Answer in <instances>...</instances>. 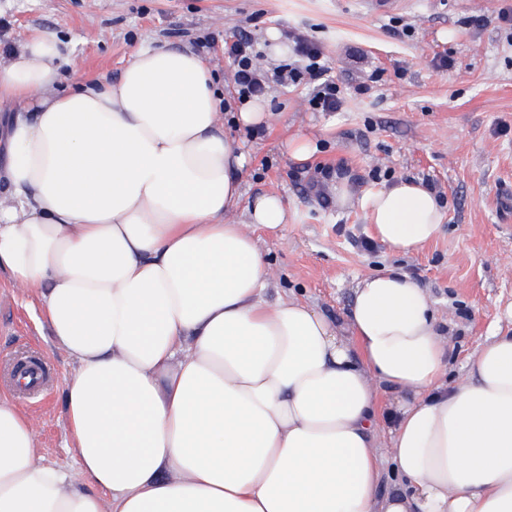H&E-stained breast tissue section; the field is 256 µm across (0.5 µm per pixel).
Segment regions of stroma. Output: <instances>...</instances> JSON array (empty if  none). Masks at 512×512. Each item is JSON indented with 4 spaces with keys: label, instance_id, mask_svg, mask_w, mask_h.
<instances>
[{
    "label": "stroma",
    "instance_id": "35a3bbf8",
    "mask_svg": "<svg viewBox=\"0 0 512 512\" xmlns=\"http://www.w3.org/2000/svg\"><path fill=\"white\" fill-rule=\"evenodd\" d=\"M512 0H0V50L39 33L55 35L64 60L86 79H117L142 46L189 48L205 55L236 106L235 65L224 55L232 29L249 32L268 72L292 62L289 43L268 56L265 32L300 29L324 53L343 103L309 109L307 85L271 83L261 130L225 117L224 132L243 145L245 200L276 193L290 222L256 229L276 272L265 297L297 298L332 318L348 309L356 282L395 269L428 288L448 335V379L465 372L488 337L512 330ZM367 94H356L359 84ZM310 138L317 152L294 161L288 139ZM371 197L415 179L437 193L445 213L437 239L400 254L376 242L368 209L337 206L334 176ZM45 364L49 384L20 395L45 462L72 473L63 382L71 360L52 347L41 302L0 274V385L19 355Z\"/></svg>",
    "mask_w": 512,
    "mask_h": 512
}]
</instances>
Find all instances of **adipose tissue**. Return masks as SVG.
I'll return each mask as SVG.
<instances>
[{"label":"adipose tissue","mask_w":512,"mask_h":512,"mask_svg":"<svg viewBox=\"0 0 512 512\" xmlns=\"http://www.w3.org/2000/svg\"><path fill=\"white\" fill-rule=\"evenodd\" d=\"M222 103L190 50L139 49L112 82L67 79L49 35L0 54V273L36 291L74 365L77 463H44L0 390V512H512V331L451 386L405 273L359 280L339 322L267 303L253 229H283L288 204L243 203ZM369 206L402 254L445 219L416 180Z\"/></svg>","instance_id":"adipose-tissue-1"}]
</instances>
